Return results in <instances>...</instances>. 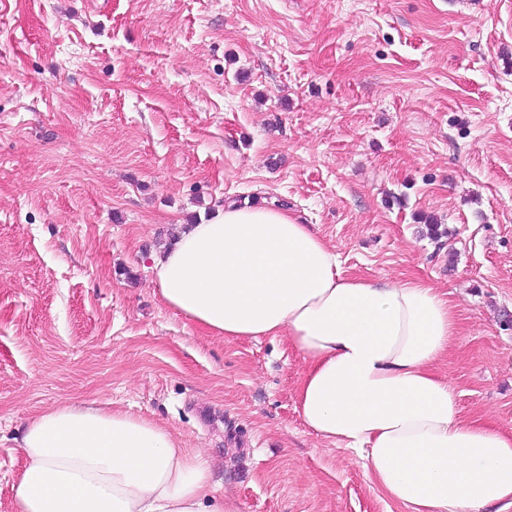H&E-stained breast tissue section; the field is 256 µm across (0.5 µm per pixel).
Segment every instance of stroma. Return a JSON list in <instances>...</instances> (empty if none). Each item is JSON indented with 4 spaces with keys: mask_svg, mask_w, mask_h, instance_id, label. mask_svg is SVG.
Listing matches in <instances>:
<instances>
[{
    "mask_svg": "<svg viewBox=\"0 0 512 512\" xmlns=\"http://www.w3.org/2000/svg\"><path fill=\"white\" fill-rule=\"evenodd\" d=\"M231 202L446 292L435 371L512 428V0H0V512L68 400L205 449L229 512H407L305 425L286 339L162 303L153 253Z\"/></svg>",
    "mask_w": 512,
    "mask_h": 512,
    "instance_id": "35a3bbf8",
    "label": "stroma"
}]
</instances>
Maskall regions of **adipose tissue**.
I'll list each match as a JSON object with an SVG mask.
<instances>
[{
	"label": "adipose tissue",
	"instance_id": "obj_1",
	"mask_svg": "<svg viewBox=\"0 0 512 512\" xmlns=\"http://www.w3.org/2000/svg\"><path fill=\"white\" fill-rule=\"evenodd\" d=\"M152 263L166 305L212 336L287 337L307 363L304 423L354 451L390 499L411 512L512 505V431L464 419L433 371L459 332L446 294L344 277L310 225L266 206L181 225ZM19 448L15 512H224L204 450L127 411L55 404Z\"/></svg>",
	"mask_w": 512,
	"mask_h": 512
}]
</instances>
